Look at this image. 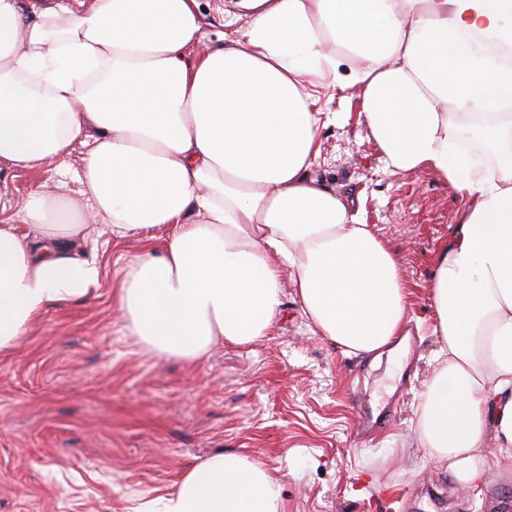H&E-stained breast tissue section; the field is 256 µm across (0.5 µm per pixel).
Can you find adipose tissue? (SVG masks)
I'll use <instances>...</instances> for the list:
<instances>
[{
    "label": "adipose tissue",
    "mask_w": 512,
    "mask_h": 512,
    "mask_svg": "<svg viewBox=\"0 0 512 512\" xmlns=\"http://www.w3.org/2000/svg\"><path fill=\"white\" fill-rule=\"evenodd\" d=\"M239 38L192 56L196 0H0V168L66 173L77 196L0 192V354L45 308L97 285L73 241L162 228L117 290L125 328L197 361L266 335L288 269L316 336L372 357L408 322L394 252L311 171L322 90L357 86L385 170L436 173L462 206L430 276L440 346L415 431L458 487L512 471V0H246ZM500 452L480 455L486 436ZM136 512H284L236 453L194 466Z\"/></svg>",
    "instance_id": "ef3b65f1"
}]
</instances>
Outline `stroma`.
I'll return each instance as SVG.
<instances>
[{
  "label": "stroma",
  "instance_id": "1",
  "mask_svg": "<svg viewBox=\"0 0 512 512\" xmlns=\"http://www.w3.org/2000/svg\"><path fill=\"white\" fill-rule=\"evenodd\" d=\"M240 2L197 0L202 47L240 36ZM321 105L350 118L320 130L313 173L400 263L410 321L399 352L374 362L312 335L286 279L267 336L215 346L200 363L158 356L126 331L113 298L141 236L76 240L72 253L101 266L98 285L49 306L0 356V512H134L226 452L264 465L286 512H367L372 495L383 512H512V472L464 493L414 431L439 348L430 274L462 201L434 173L385 172L357 88ZM57 180L50 166L10 171L0 190L20 202Z\"/></svg>",
  "mask_w": 512,
  "mask_h": 512
}]
</instances>
